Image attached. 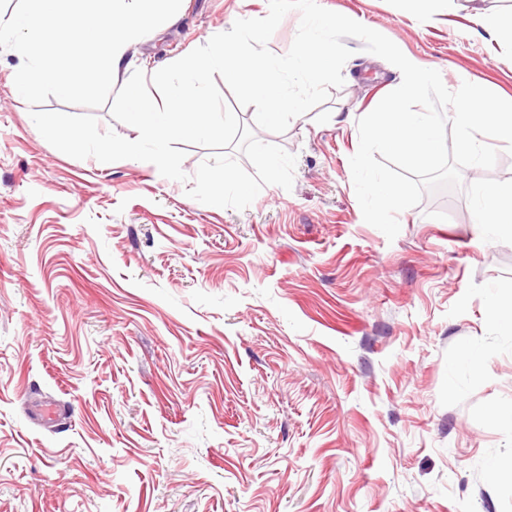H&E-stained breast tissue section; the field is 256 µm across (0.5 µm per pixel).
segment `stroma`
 Wrapping results in <instances>:
<instances>
[{
	"label": "stroma",
	"mask_w": 512,
	"mask_h": 512,
	"mask_svg": "<svg viewBox=\"0 0 512 512\" xmlns=\"http://www.w3.org/2000/svg\"><path fill=\"white\" fill-rule=\"evenodd\" d=\"M439 69L512 99V47L476 12L512 0H319ZM268 0H188L131 51L164 67L261 18ZM345 83L284 133L221 93L257 139L296 155L292 189L246 209L187 196L149 162L78 160L18 109L0 50V512H512V238L475 224L493 169L425 193L387 237L363 219L357 122L400 80L349 38ZM486 359L477 375L462 361ZM56 406L53 420L40 415ZM499 478H491V468ZM487 311L491 319L512 332V298L501 294H490Z\"/></svg>",
	"instance_id": "obj_1"
}]
</instances>
